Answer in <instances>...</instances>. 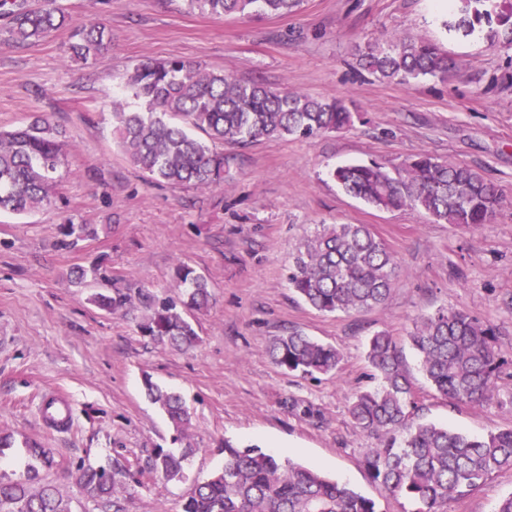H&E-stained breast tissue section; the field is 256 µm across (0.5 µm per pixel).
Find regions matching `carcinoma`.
Segmentation results:
<instances>
[{"label":"carcinoma","mask_w":512,"mask_h":512,"mask_svg":"<svg viewBox=\"0 0 512 512\" xmlns=\"http://www.w3.org/2000/svg\"><path fill=\"white\" fill-rule=\"evenodd\" d=\"M214 17L238 14L261 18L288 14L301 0H184ZM473 21L503 28L512 48V11H496L494 0H462ZM8 19L7 42L32 45L66 25L58 0H0ZM106 27L91 22L75 30L66 53L86 62L104 47ZM359 64L383 79L408 84L448 77L455 68L447 55L421 37L368 39L357 48ZM125 86L145 110L127 112L113 104L115 132L129 162L150 179L170 185L207 188L224 181V152L217 146H244L261 138L313 139L349 127L353 113L342 99H323L262 80H240L176 58L135 64ZM66 142L51 119L36 114L25 125L0 131V212L27 215L51 203ZM331 177L348 195L380 210L423 211L438 224H490L503 195L477 169L433 155H418L388 169L376 162L339 166ZM93 234L68 220L72 243ZM394 256L364 224H323L306 237L289 267V287L325 313L373 308L388 297L397 276ZM183 297L155 304L142 326L145 335L178 350L197 345L199 336L186 311L210 301L205 276L181 265ZM431 386L464 405H486L494 396L501 367L497 332L488 322L439 308L414 323L409 334ZM270 354L277 366L302 376L337 371L335 347L294 330L275 338ZM367 359L378 386L359 392L348 409L353 423L379 439L363 465L387 496L404 500L403 512H447L448 500L463 496L493 474L512 469V427L471 437L430 422L412 420V382L393 336L377 331ZM145 395L170 420L182 439L191 415L180 394L150 378ZM26 475L0 480V512H73L68 496L46 477L54 467L49 451L26 445ZM191 448H156L146 465L161 483L180 480ZM129 470L118 464L78 463L70 478L101 512H123L120 495ZM182 512H378L376 502L348 484L262 451L256 445L224 441V469L187 493Z\"/></svg>","instance_id":"cac0c4a2"}]
</instances>
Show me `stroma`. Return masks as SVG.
<instances>
[{
	"label": "stroma",
	"instance_id": "stroma-1",
	"mask_svg": "<svg viewBox=\"0 0 512 512\" xmlns=\"http://www.w3.org/2000/svg\"><path fill=\"white\" fill-rule=\"evenodd\" d=\"M69 21L26 47L0 42V129L47 114L67 155L51 205L26 216L0 213V430L49 448L52 479L74 512H96L72 485L79 462H120L132 477L125 512H181L195 483L224 465L225 441L254 444L350 484L379 512H401L368 476L376 441L348 413L373 386L369 337H396L411 372L416 419L473 436L512 427V49L489 27L457 28L459 5L444 0H304L288 16L215 18L182 0H61ZM103 22L110 41L95 59L72 62L74 29ZM421 36L454 59L443 80L383 81L362 69L365 39ZM182 58L242 80L260 78L316 97L345 100L352 127L305 140L261 139L225 146L228 173L207 188L150 181L126 160L113 134L112 102L146 58ZM429 153L470 165L504 193L495 223L437 224L425 213L382 211L344 193L331 168L373 161L393 167ZM92 236L62 245L65 219ZM319 224H365L395 255L387 300L370 310L327 315L288 286V268ZM105 258L106 280L77 271ZM188 265L210 283L207 309L193 313L199 343L182 352L144 336L154 302L180 292ZM98 293L125 304L101 310ZM448 307L491 323L502 361L491 404H457L430 385L407 336L417 317ZM297 329L334 345L336 374L302 377L277 367L274 337ZM178 392L192 414L194 453L180 483L145 473L147 456L172 445L167 417L144 394L145 378ZM66 396L69 430L41 419L48 393ZM512 494V469L495 473L448 512H492Z\"/></svg>",
	"mask_w": 512,
	"mask_h": 512
}]
</instances>
